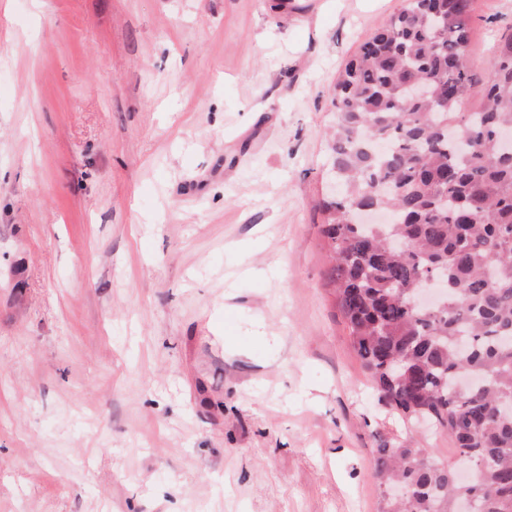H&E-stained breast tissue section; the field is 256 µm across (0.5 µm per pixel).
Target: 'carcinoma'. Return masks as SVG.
I'll return each instance as SVG.
<instances>
[{"label": "carcinoma", "mask_w": 512, "mask_h": 512, "mask_svg": "<svg viewBox=\"0 0 512 512\" xmlns=\"http://www.w3.org/2000/svg\"><path fill=\"white\" fill-rule=\"evenodd\" d=\"M472 0H407L335 84L332 168L342 189L323 202L329 280L378 400L453 440L378 448V485L411 487L381 512H512V34L493 76L465 63ZM480 99L479 109L458 105ZM384 224H353L354 209ZM440 280L434 309L409 296ZM476 387L451 392L456 375Z\"/></svg>", "instance_id": "cac0c4a2"}]
</instances>
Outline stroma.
Listing matches in <instances>:
<instances>
[{
	"mask_svg": "<svg viewBox=\"0 0 512 512\" xmlns=\"http://www.w3.org/2000/svg\"><path fill=\"white\" fill-rule=\"evenodd\" d=\"M405 0H0V512H379L328 280L333 89ZM512 0H475L495 69Z\"/></svg>",
	"mask_w": 512,
	"mask_h": 512,
	"instance_id": "obj_1",
	"label": "stroma"
}]
</instances>
